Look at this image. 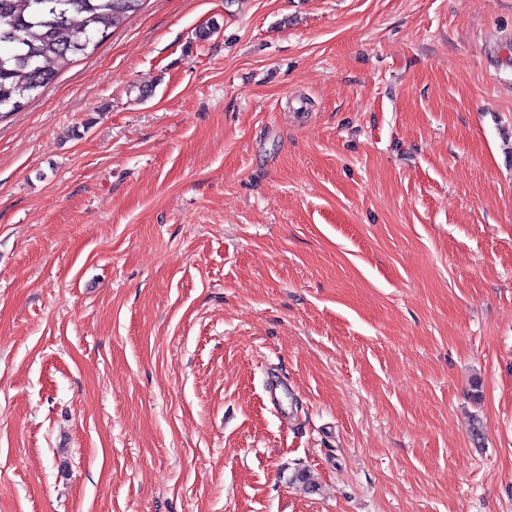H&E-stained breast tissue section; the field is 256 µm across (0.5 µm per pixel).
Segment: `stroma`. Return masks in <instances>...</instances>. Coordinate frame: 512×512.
I'll return each mask as SVG.
<instances>
[{
    "label": "stroma",
    "instance_id": "1",
    "mask_svg": "<svg viewBox=\"0 0 512 512\" xmlns=\"http://www.w3.org/2000/svg\"><path fill=\"white\" fill-rule=\"evenodd\" d=\"M0 512H512V0H145L1 118Z\"/></svg>",
    "mask_w": 512,
    "mask_h": 512
}]
</instances>
